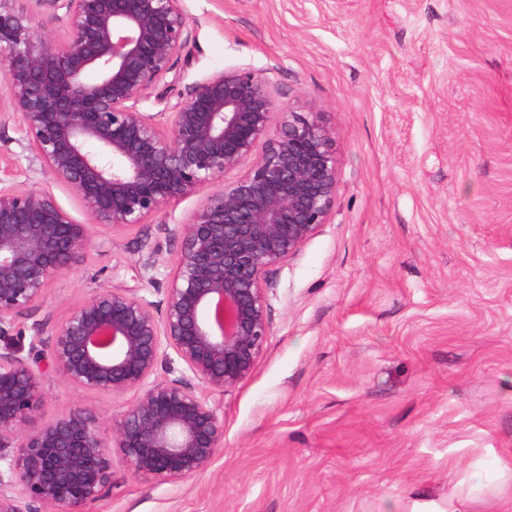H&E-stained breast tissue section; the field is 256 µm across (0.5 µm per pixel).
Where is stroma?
I'll use <instances>...</instances> for the list:
<instances>
[{"mask_svg": "<svg viewBox=\"0 0 512 512\" xmlns=\"http://www.w3.org/2000/svg\"><path fill=\"white\" fill-rule=\"evenodd\" d=\"M187 42L136 111L250 69L275 104L333 131L327 224L266 279L270 332L220 395L211 467L176 484L129 470L87 512H512V0H180ZM0 184L51 193L94 244L15 319L52 333L82 297L162 302L178 229L208 195L110 231L29 149L0 77ZM136 392L46 373L37 419Z\"/></svg>", "mask_w": 512, "mask_h": 512, "instance_id": "obj_1", "label": "stroma"}]
</instances>
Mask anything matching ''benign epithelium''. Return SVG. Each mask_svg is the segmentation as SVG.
<instances>
[{"label":"benign epithelium","instance_id":"7a95c632","mask_svg":"<svg viewBox=\"0 0 512 512\" xmlns=\"http://www.w3.org/2000/svg\"><path fill=\"white\" fill-rule=\"evenodd\" d=\"M14 2L0 0L11 105L31 151L97 224L129 228L220 183L179 228L162 304L101 289L51 335L34 325L27 344L13 334L15 317L42 301L92 236L53 195L0 188V512H85L112 482L111 447L159 483L209 469L224 425L195 382L223 394L251 373L269 336L265 274L328 223L338 170L316 113L290 111L271 130L273 104L251 70L215 72L178 98L166 133L133 109L186 44L180 0H45L65 10L62 40ZM169 349L185 372L160 378ZM45 366L77 390L138 396L110 425L77 406L36 425Z\"/></svg>","mask_w":512,"mask_h":512}]
</instances>
